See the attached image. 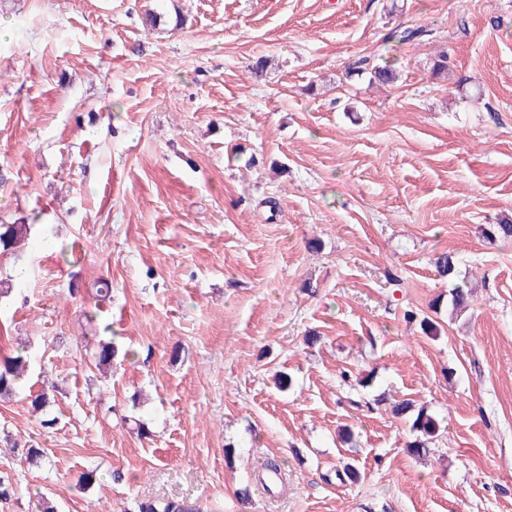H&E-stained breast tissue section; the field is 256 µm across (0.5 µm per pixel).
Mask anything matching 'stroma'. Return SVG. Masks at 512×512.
<instances>
[{"label":"stroma","instance_id":"1","mask_svg":"<svg viewBox=\"0 0 512 512\" xmlns=\"http://www.w3.org/2000/svg\"><path fill=\"white\" fill-rule=\"evenodd\" d=\"M413 25L396 83L346 78ZM506 216L512 0H0V225L30 227L0 355L56 384L40 416L0 401V512H512ZM85 334L125 350L110 374ZM402 400L439 423L427 458ZM269 458L287 490L256 483ZM428 30L424 27H402L397 26L390 29L382 39V45L385 49L389 47H394L395 45L404 44L413 41L422 40L424 37L428 36ZM437 272L443 278H448V282L453 283V287L449 289L452 313L461 312L468 307V299L471 294L469 289H464L455 283L457 277L458 260L453 252H441L434 259Z\"/></svg>","mask_w":512,"mask_h":512}]
</instances>
